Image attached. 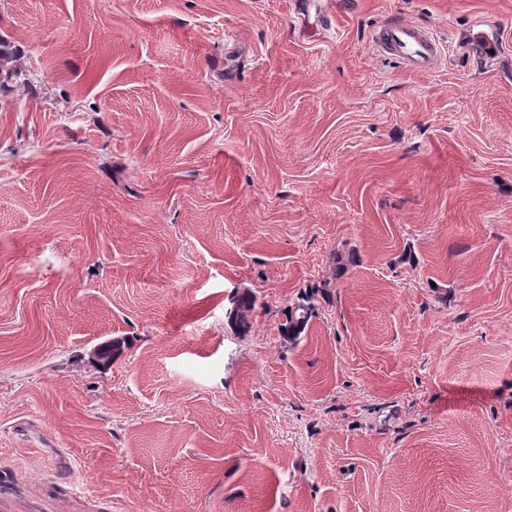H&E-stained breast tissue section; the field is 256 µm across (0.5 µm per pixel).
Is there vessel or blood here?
<instances>
[{"label":"vessel or blood","instance_id":"1","mask_svg":"<svg viewBox=\"0 0 512 512\" xmlns=\"http://www.w3.org/2000/svg\"><path fill=\"white\" fill-rule=\"evenodd\" d=\"M333 8L332 0H298L294 29L307 33L315 21L322 29H329ZM371 44L375 51L394 56L418 73L433 69L442 55V44L433 30L411 22H392L380 27L373 34Z\"/></svg>","mask_w":512,"mask_h":512}]
</instances>
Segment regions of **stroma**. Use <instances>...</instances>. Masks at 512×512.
I'll use <instances>...</instances> for the list:
<instances>
[{
  "label": "stroma",
  "mask_w": 512,
  "mask_h": 512,
  "mask_svg": "<svg viewBox=\"0 0 512 512\" xmlns=\"http://www.w3.org/2000/svg\"><path fill=\"white\" fill-rule=\"evenodd\" d=\"M338 2L0 0V512H512V0ZM295 16L293 17V27L304 36L307 35L311 23V15L314 11L321 28L325 31L331 27V17L333 16V1L329 0H297ZM373 49L394 56L414 72L433 69L442 55V44L432 29L411 22H392L372 36ZM332 282L325 280L320 285L309 287L298 302L288 306V309L282 312L283 319L279 323L281 336L290 341H295L307 328L312 317L315 316L314 308L310 303V298L316 292L328 294V288H331ZM231 317L232 327L238 334H246L251 328V317L255 309L263 306L264 302L256 293L244 291L234 296Z\"/></svg>",
  "instance_id": "obj_1"
}]
</instances>
